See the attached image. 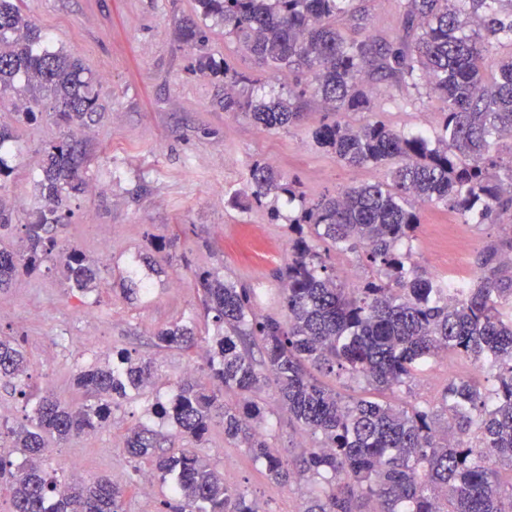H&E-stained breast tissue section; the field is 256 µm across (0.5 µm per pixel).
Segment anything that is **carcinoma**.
Instances as JSON below:
<instances>
[{
    "label": "carcinoma",
    "instance_id": "obj_1",
    "mask_svg": "<svg viewBox=\"0 0 512 512\" xmlns=\"http://www.w3.org/2000/svg\"><path fill=\"white\" fill-rule=\"evenodd\" d=\"M202 21L224 24L258 62L306 87L257 102L224 91V111L240 112L266 129L303 117L306 88L329 107L331 120L312 131L315 143L348 167L386 169V179L344 186L308 200L274 167L249 171L252 202L270 195L298 202L288 219L283 282L284 315L259 313L255 290L201 270L194 274L209 338L205 380L186 379L156 414L179 434L200 442L212 422L265 463L271 480H303L309 495L299 512H512V237L478 249L476 272L459 286L423 272L412 261L422 224L416 207L454 211L463 224H500L512 214V50L492 59L502 40L512 43V0H405L403 35L389 42L365 34L366 0H195ZM345 21L361 39L346 38ZM179 40L205 42L189 19ZM251 77L224 64V85L248 86ZM397 83L422 88L443 102L439 133L404 134L368 120L352 127L346 112H371L376 96ZM16 99L18 120L35 123L52 105L62 136L43 149L38 206L24 236L0 247V289L12 287L54 258L71 287L88 293L101 267L71 243L57 254V229L86 191L89 155L78 131L97 115L98 96L81 59L51 48L42 29L15 0H0V98ZM0 126V182L13 172L1 157L13 141ZM362 256L368 275L352 287L333 272L330 252ZM199 331L174 322L155 333L157 345L190 349ZM256 346L261 363L253 359ZM489 366L495 383L450 377L435 406L396 396L442 354ZM29 358L0 336V379L21 383ZM361 380L392 399L341 397L320 375ZM153 361L117 354V361L81 367L75 385L96 402L73 405L41 397L27 423L0 426V478L12 512H123V491L105 478L65 483L44 466L45 437L68 441L109 421L112 406L132 390L152 386ZM274 383L288 421L320 440L292 462L270 447L258 394ZM232 394L236 401L226 402ZM133 460L151 464L160 479L174 476L166 512H260L256 502L224 483V475L193 448L162 450L161 439L139 424L125 440ZM23 460L14 463L9 456Z\"/></svg>",
    "mask_w": 512,
    "mask_h": 512
}]
</instances>
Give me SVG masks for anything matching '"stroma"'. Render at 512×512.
<instances>
[{
    "label": "stroma",
    "instance_id": "35a3bbf8",
    "mask_svg": "<svg viewBox=\"0 0 512 512\" xmlns=\"http://www.w3.org/2000/svg\"><path fill=\"white\" fill-rule=\"evenodd\" d=\"M20 8L53 47L78 55L94 79L101 117L86 137L91 189L58 241L63 247L77 243L95 259L101 241L109 240L112 260L100 287L86 295L69 288L55 266L22 276L0 291V336L15 338L29 353L25 394L35 397L51 392L69 402H85L73 384L74 374L100 362L104 351L123 349L156 361L154 386L113 408L104 427L56 444L46 469L62 479L111 478L127 488L125 512H162L172 497V481H155L151 494L143 495L138 479L147 465L129 460L125 439L130 428L144 423L166 436L167 448L185 447L171 421L155 417L152 410L176 394L190 368L202 364L207 344L162 349L155 344L156 330L176 321L204 325L193 286L198 268L258 289V312L283 313L282 285L274 273L288 259V218L296 207L279 197L275 222L266 209L235 207L232 197L248 193L250 168L271 163L310 197L381 179L383 171L346 167L315 145L310 131L325 115L317 98H308L300 125L284 129H266L225 111L224 76L200 71L198 53L249 73V91L256 99L287 96L295 79L258 68L225 39L220 24H208L200 51L181 45L177 30L194 17V0H21ZM441 110L436 96L404 90L375 102L376 119L404 133L435 134ZM13 112L11 99L0 101V124L15 128L9 159L14 172L0 194L25 198L32 209L41 151L60 128L49 116L35 125H15ZM504 232L501 224H464L453 212L426 207L412 260L444 279L452 240L466 239L476 247ZM161 242L166 250L152 251V244ZM174 277L179 287H170ZM86 336L97 338L98 349L82 346ZM452 374L487 377L469 360L440 357L411 382L406 400L435 403ZM259 401L266 411L268 440L283 456L295 458L311 446V435L289 426L274 386L264 387ZM195 449L223 473L227 485L258 500L263 512H299L306 484H273L248 449L225 440L222 423L213 422ZM73 459L80 460L79 469L69 468Z\"/></svg>",
    "mask_w": 512,
    "mask_h": 512
}]
</instances>
